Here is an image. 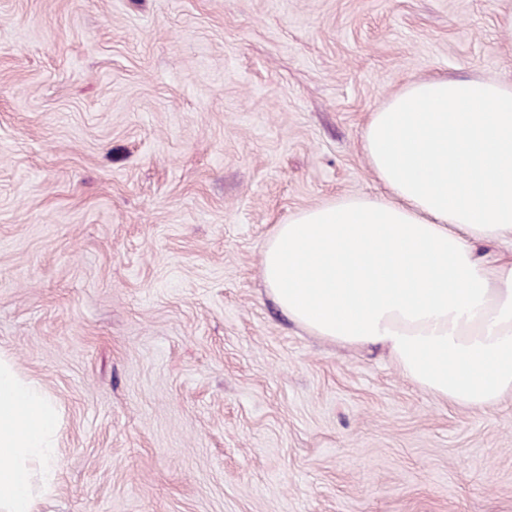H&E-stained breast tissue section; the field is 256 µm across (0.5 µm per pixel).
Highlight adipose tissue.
I'll return each instance as SVG.
<instances>
[{"label": "adipose tissue", "instance_id": "1", "mask_svg": "<svg viewBox=\"0 0 512 512\" xmlns=\"http://www.w3.org/2000/svg\"><path fill=\"white\" fill-rule=\"evenodd\" d=\"M362 152L382 187L274 225L267 291L310 334L380 347L452 404L512 393V85L475 77L406 83L372 112ZM60 403L0 355V512H36L53 490Z\"/></svg>", "mask_w": 512, "mask_h": 512}]
</instances>
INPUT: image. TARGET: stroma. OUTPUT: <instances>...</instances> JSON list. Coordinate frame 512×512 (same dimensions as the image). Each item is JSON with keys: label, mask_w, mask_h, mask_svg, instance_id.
<instances>
[{"label": "stroma", "mask_w": 512, "mask_h": 512, "mask_svg": "<svg viewBox=\"0 0 512 512\" xmlns=\"http://www.w3.org/2000/svg\"><path fill=\"white\" fill-rule=\"evenodd\" d=\"M512 82V0H0V351L64 415L39 512H512V395L291 322L273 225L380 186L407 82Z\"/></svg>", "instance_id": "obj_1"}]
</instances>
